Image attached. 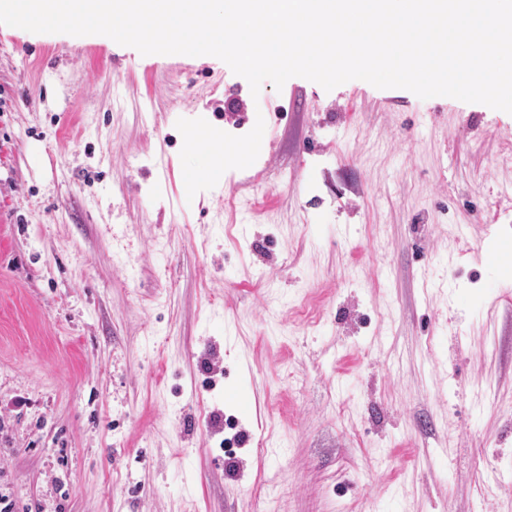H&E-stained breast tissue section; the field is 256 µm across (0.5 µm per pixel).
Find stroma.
Segmentation results:
<instances>
[{
	"instance_id": "35a3bbf8",
	"label": "stroma",
	"mask_w": 512,
	"mask_h": 512,
	"mask_svg": "<svg viewBox=\"0 0 512 512\" xmlns=\"http://www.w3.org/2000/svg\"><path fill=\"white\" fill-rule=\"evenodd\" d=\"M504 237L512 114L1 25L0 493L512 512Z\"/></svg>"
}]
</instances>
